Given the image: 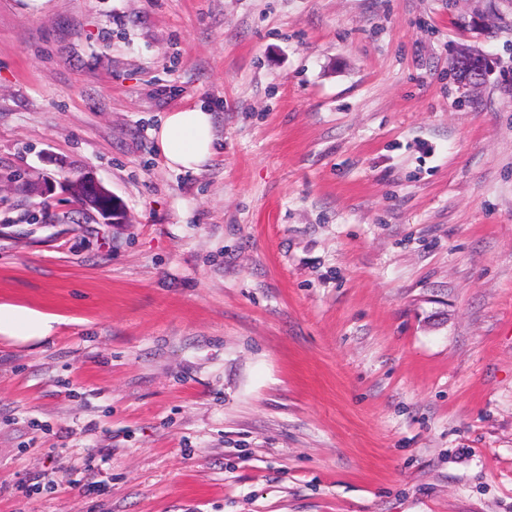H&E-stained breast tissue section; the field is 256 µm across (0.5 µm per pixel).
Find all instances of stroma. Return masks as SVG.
<instances>
[{"label":"stroma","mask_w":512,"mask_h":512,"mask_svg":"<svg viewBox=\"0 0 512 512\" xmlns=\"http://www.w3.org/2000/svg\"><path fill=\"white\" fill-rule=\"evenodd\" d=\"M0 305V512H512V0H0ZM474 58H479L481 62L485 57L473 53L466 48H459L455 52L454 75L456 79L472 90H477L482 85L485 77L483 70L472 64ZM154 137L167 165L176 171H200L216 152L212 112L201 106L167 112ZM64 188H68L72 193L80 194L83 202L75 200L85 207V210L94 218L98 224H123L125 219L114 218L115 214L121 213L118 207L120 202L109 190L101 185L91 175H83L77 184L73 185L69 180L61 182ZM51 329L48 322L37 321L23 312L0 306V333L4 330L10 336L44 339L50 335Z\"/></svg>","instance_id":"35a3bbf8"}]
</instances>
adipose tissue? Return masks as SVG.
Here are the masks:
<instances>
[{
  "mask_svg": "<svg viewBox=\"0 0 512 512\" xmlns=\"http://www.w3.org/2000/svg\"><path fill=\"white\" fill-rule=\"evenodd\" d=\"M154 137L168 166L176 171H200L216 152L213 115L200 106L167 113Z\"/></svg>",
  "mask_w": 512,
  "mask_h": 512,
  "instance_id": "ef3b65f1",
  "label": "adipose tissue"
}]
</instances>
